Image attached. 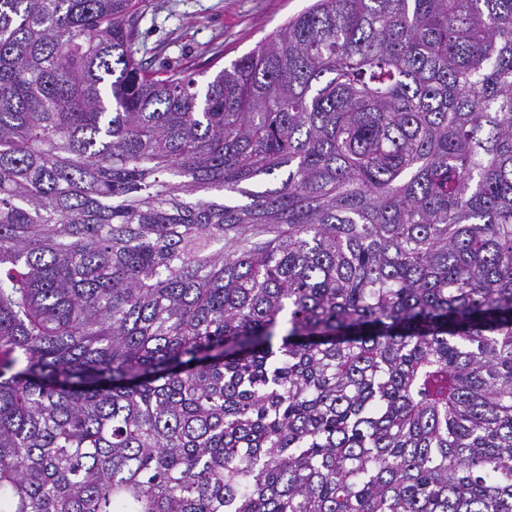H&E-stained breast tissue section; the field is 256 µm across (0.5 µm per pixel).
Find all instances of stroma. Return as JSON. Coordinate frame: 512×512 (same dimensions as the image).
I'll return each instance as SVG.
<instances>
[{
  "instance_id": "obj_1",
  "label": "stroma",
  "mask_w": 512,
  "mask_h": 512,
  "mask_svg": "<svg viewBox=\"0 0 512 512\" xmlns=\"http://www.w3.org/2000/svg\"><path fill=\"white\" fill-rule=\"evenodd\" d=\"M310 0H144L139 40L154 65L214 73Z\"/></svg>"
}]
</instances>
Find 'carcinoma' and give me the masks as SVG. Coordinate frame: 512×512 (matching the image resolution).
I'll return each mask as SVG.
<instances>
[{"mask_svg": "<svg viewBox=\"0 0 512 512\" xmlns=\"http://www.w3.org/2000/svg\"><path fill=\"white\" fill-rule=\"evenodd\" d=\"M142 2L0 0V512H512V0ZM311 0H145L139 40L155 67L205 72L217 69L251 50L256 42ZM220 49L216 63L214 51Z\"/></svg>", "mask_w": 512, "mask_h": 512, "instance_id": "carcinoma-1", "label": "carcinoma"}]
</instances>
